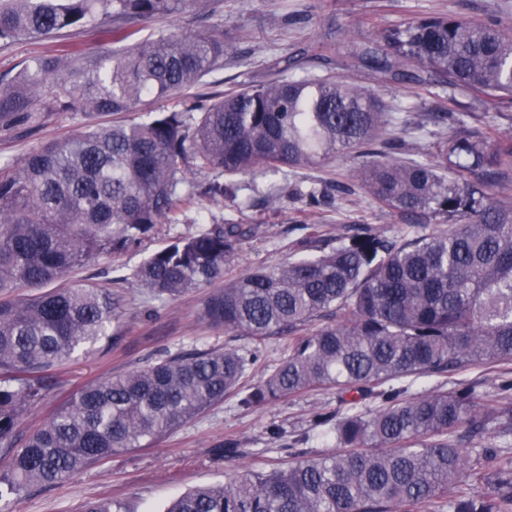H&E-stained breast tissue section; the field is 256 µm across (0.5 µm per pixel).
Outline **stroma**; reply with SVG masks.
I'll return each mask as SVG.
<instances>
[{
  "mask_svg": "<svg viewBox=\"0 0 512 512\" xmlns=\"http://www.w3.org/2000/svg\"><path fill=\"white\" fill-rule=\"evenodd\" d=\"M492 10L501 11L504 21L512 24V0H219L216 11H184L158 18L143 24L141 34L190 35L215 23L223 25L224 38L234 43L236 51L225 59L221 70L191 89V96L201 101L215 93L291 76H332L355 82L390 107L414 100V108L405 114L406 124L395 128L407 142L405 158L414 159L429 148L415 126L435 111L437 98L427 92L411 97L409 79L380 83L346 58L323 64L313 57L312 44L331 31L347 32L366 42L378 29L430 13L475 18ZM97 42L96 32L86 28L71 35L0 44V76L17 72L29 60L50 54L60 45L79 43L91 49ZM87 122L78 112H41L30 126L0 125V161H22L34 148L79 132ZM353 165V159L345 157L318 168L239 177L236 199L192 209L182 223L158 225L151 236L124 251L100 256L72 272L75 280L111 281L114 295L126 309L125 320L116 344L98 343L93 352L76 354L56 372V383L44 399L23 413L18 434H25L73 391L103 375L138 369L179 352L225 345L252 348L250 339L227 335L201 321L199 310L207 289L158 299L137 285L134 270L171 238L229 219L261 225L262 234L243 243L227 266V276L235 277L292 261L293 245L301 239H320L362 224L390 239L407 234L406 221L380 210L363 191L336 195L337 182L344 180ZM283 185L289 187V195L275 196V189ZM311 188L332 193V200L309 208L300 195ZM346 408L333 388L251 408L241 405L239 395H231L151 447L113 455L62 485L1 499L0 512H79L84 502L102 496L123 501L129 512H165L174 498L194 487L223 484L247 470L267 472L286 466L289 449L311 457L331 453L336 448L335 429L314 426L312 416ZM221 447L239 449L240 454L234 458L218 455Z\"/></svg>",
  "mask_w": 512,
  "mask_h": 512,
  "instance_id": "1",
  "label": "stroma"
}]
</instances>
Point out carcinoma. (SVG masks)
<instances>
[{
  "mask_svg": "<svg viewBox=\"0 0 512 512\" xmlns=\"http://www.w3.org/2000/svg\"><path fill=\"white\" fill-rule=\"evenodd\" d=\"M208 2L0 0L3 44L98 29L96 48L68 45L1 79L0 124L53 110L133 112L192 87L233 54L224 29L136 41L135 26ZM125 42L129 50L113 49ZM345 43L320 41L314 57L328 62ZM355 62L379 81L414 66L420 88L448 91L450 106L429 114L428 159L401 158L406 142L390 133L393 116L368 89L305 77L144 122L89 124L20 164L0 163V499L152 444L224 401L258 357L256 348H209L110 374L20 438L19 418L43 399L53 371L121 327L112 285L72 281V271L158 224L181 223L204 198L236 197L239 186L225 175L317 168L352 155L358 163L336 191L355 184L372 194L409 221L403 239L360 225L294 244L315 251L310 257L228 280L226 266L261 225L227 222L172 238L134 271L158 298L212 287L200 318L227 334L287 340L244 405L334 387L353 409L336 419L335 452H296L286 467L196 488L167 512H512V379L485 394L457 385L408 397L403 385L512 362V133L494 134L452 107L462 90L512 111V27L496 13L431 14L380 29ZM202 173L215 178L201 185ZM431 224L450 228L435 233ZM368 399L383 407L360 411ZM81 512L126 508L100 497Z\"/></svg>",
  "mask_w": 512,
  "mask_h": 512,
  "instance_id": "carcinoma-1",
  "label": "carcinoma"
}]
</instances>
